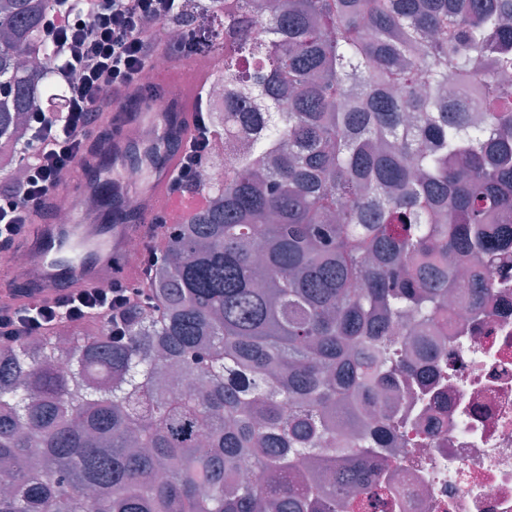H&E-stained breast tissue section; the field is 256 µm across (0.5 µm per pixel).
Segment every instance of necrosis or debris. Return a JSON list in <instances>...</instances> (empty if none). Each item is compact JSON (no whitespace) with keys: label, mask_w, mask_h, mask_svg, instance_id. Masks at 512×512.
Wrapping results in <instances>:
<instances>
[{"label":"necrosis or debris","mask_w":512,"mask_h":512,"mask_svg":"<svg viewBox=\"0 0 512 512\" xmlns=\"http://www.w3.org/2000/svg\"><path fill=\"white\" fill-rule=\"evenodd\" d=\"M496 280L480 323L449 311L434 374L402 392L412 445L388 451L392 512H512V269Z\"/></svg>","instance_id":"4bbe7bcc"}]
</instances>
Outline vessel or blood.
<instances>
[{
    "label": "vessel or blood",
    "instance_id": "1",
    "mask_svg": "<svg viewBox=\"0 0 512 512\" xmlns=\"http://www.w3.org/2000/svg\"><path fill=\"white\" fill-rule=\"evenodd\" d=\"M185 72V77L172 82L177 111L163 113L151 108L146 113L149 120L163 127L152 179L135 196L113 198L112 173L106 164L123 158L128 146L124 129H117L111 149L95 158L92 170L79 167L69 176L78 185L72 204L80 223L46 224L30 231L23 248L31 262L21 280L35 296L48 297L63 288L95 287L119 275L136 284L141 278V260L127 254V239L145 233L155 217L167 209L177 206L189 212V205L176 204L168 186L179 161L176 145L194 132L196 95L207 83L210 67L192 63Z\"/></svg>",
    "mask_w": 512,
    "mask_h": 512
}]
</instances>
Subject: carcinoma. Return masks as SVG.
<instances>
[{"label":"carcinoma","mask_w":512,"mask_h":512,"mask_svg":"<svg viewBox=\"0 0 512 512\" xmlns=\"http://www.w3.org/2000/svg\"><path fill=\"white\" fill-rule=\"evenodd\" d=\"M0 0V170L48 94ZM222 58L207 206L143 239L149 311L0 344V512H378L424 335L512 263V0H184ZM266 21L261 34L256 20ZM489 67L496 78L473 73ZM94 326L89 334L79 329Z\"/></svg>","instance_id":"obj_1"}]
</instances>
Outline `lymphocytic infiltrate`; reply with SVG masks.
<instances>
[{
	"label": "lymphocytic infiltrate",
	"mask_w": 512,
	"mask_h": 512,
	"mask_svg": "<svg viewBox=\"0 0 512 512\" xmlns=\"http://www.w3.org/2000/svg\"><path fill=\"white\" fill-rule=\"evenodd\" d=\"M183 0H49L40 34L51 48L49 69L64 88L59 102L37 104L29 114L24 179L0 193V249L23 241L34 217L54 213L59 187L80 160L112 144L102 114L120 91L143 96L142 79L160 54L167 26L183 20ZM182 145L170 191L202 196L199 172L211 141L203 115ZM148 303L119 278L109 287L63 289L37 302L0 305V343L36 335L43 327L92 317L107 318L122 333V313Z\"/></svg>",
	"instance_id": "lymphocytic-infiltrate-1"
}]
</instances>
